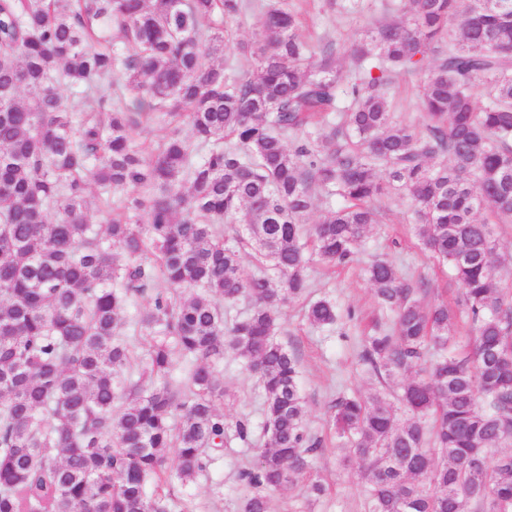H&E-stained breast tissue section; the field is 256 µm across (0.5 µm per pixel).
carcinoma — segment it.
I'll return each mask as SVG.
<instances>
[{
	"mask_svg": "<svg viewBox=\"0 0 512 512\" xmlns=\"http://www.w3.org/2000/svg\"><path fill=\"white\" fill-rule=\"evenodd\" d=\"M409 4L349 50L350 77L333 45L298 36L288 0L221 65L210 58L245 0H0V512H195L166 486L224 451L227 350L264 395L263 447L238 472L252 489L242 512H267L300 480L324 494L298 362L275 339L281 309L308 288L315 186L344 201L314 226L318 261L351 262L372 204L399 192L472 323V351L448 349L456 313L424 303L426 283L384 259L365 269L393 323L364 337L360 360L400 394L340 397L332 426L364 468L368 512H512V377L499 360L512 352V294L496 285L491 222L477 219L512 220V0ZM418 71L424 137L394 123L389 99L396 76ZM334 112L345 118L326 132ZM144 120L165 129L154 148L133 136ZM114 188L127 192L116 208ZM225 224L242 225L260 274L241 275ZM149 289L142 367L127 377L119 315ZM242 296L252 309L226 325ZM337 318L328 299L308 307L314 327Z\"/></svg>",
	"mask_w": 512,
	"mask_h": 512,
	"instance_id": "1",
	"label": "carcinoma"
}]
</instances>
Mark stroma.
<instances>
[{
	"instance_id": "stroma-1",
	"label": "stroma",
	"mask_w": 512,
	"mask_h": 512,
	"mask_svg": "<svg viewBox=\"0 0 512 512\" xmlns=\"http://www.w3.org/2000/svg\"><path fill=\"white\" fill-rule=\"evenodd\" d=\"M300 14L298 33L310 44L332 42L340 49L337 65L349 70L343 49L362 38L370 26L403 15L408 0H358L356 9L347 10L337 0H288ZM423 73L399 77L392 87V113L397 123L426 135V121L418 106L417 92ZM378 221L370 225L358 244L353 263L335 269L314 262L308 269L309 286L304 297L291 301L280 318L279 342L288 346L298 359L300 388L306 401L309 430L326 440L315 457L312 475L326 487L325 495L306 497L302 488L289 486L270 498L269 512H365L367 484L355 462L349 461L351 444L331 427L332 402L343 396L373 392L378 378L360 363L359 343L375 324H390V312L380 309L363 268L373 257L390 261L409 281H424L433 299L455 301L456 286L447 268L441 267L418 242L411 222L407 199L390 194L375 204ZM327 298L335 302L339 319L323 328L310 326L305 318L308 301ZM227 394L217 408L228 422L248 421L251 444L262 445L263 394L256 380L232 352H225L219 366ZM246 443L230 438L223 457L215 460L207 473L189 484L173 483V497L199 505L217 504L221 512H241L248 490L241 485L237 471L246 458Z\"/></svg>"
}]
</instances>
